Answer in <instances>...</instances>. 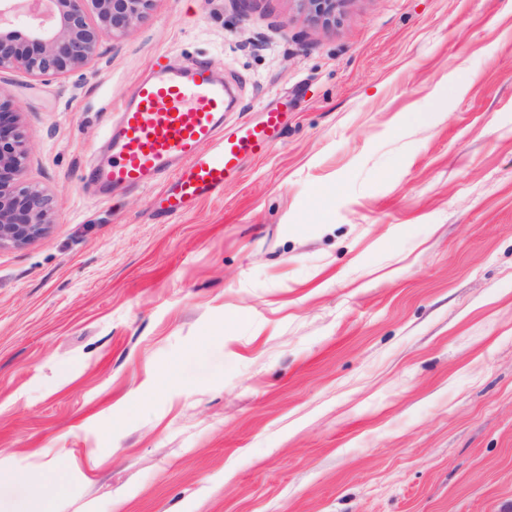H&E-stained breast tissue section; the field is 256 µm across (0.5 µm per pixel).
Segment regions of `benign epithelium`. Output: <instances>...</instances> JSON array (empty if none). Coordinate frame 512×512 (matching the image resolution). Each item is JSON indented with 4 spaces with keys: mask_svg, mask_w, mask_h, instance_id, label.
<instances>
[{
    "mask_svg": "<svg viewBox=\"0 0 512 512\" xmlns=\"http://www.w3.org/2000/svg\"><path fill=\"white\" fill-rule=\"evenodd\" d=\"M0 0V74L24 72L56 78L90 64L103 38L125 34L145 16L153 0H48L46 19L24 29L7 23L25 4ZM316 18L330 21L342 0H299ZM31 149L12 98L0 90V249L26 245L53 222L54 197L30 180Z\"/></svg>",
    "mask_w": 512,
    "mask_h": 512,
    "instance_id": "1",
    "label": "benign epithelium"
}]
</instances>
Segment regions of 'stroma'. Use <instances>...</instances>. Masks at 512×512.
I'll list each match as a JSON object with an SVG mask.
<instances>
[{
  "mask_svg": "<svg viewBox=\"0 0 512 512\" xmlns=\"http://www.w3.org/2000/svg\"><path fill=\"white\" fill-rule=\"evenodd\" d=\"M169 56L287 120L163 222L80 175ZM0 87L55 206L0 250V512H512V0H153Z\"/></svg>",
  "mask_w": 512,
  "mask_h": 512,
  "instance_id": "stroma-1",
  "label": "stroma"
}]
</instances>
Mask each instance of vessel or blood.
Here are the masks:
<instances>
[{
	"mask_svg": "<svg viewBox=\"0 0 512 512\" xmlns=\"http://www.w3.org/2000/svg\"><path fill=\"white\" fill-rule=\"evenodd\" d=\"M228 90L212 61L154 65L132 85L107 133L106 161L87 170L84 182L108 188H150L155 211L182 215L193 204L222 196L244 157H261L279 141L281 112L224 131ZM211 151H204V144Z\"/></svg>",
	"mask_w": 512,
	"mask_h": 512,
	"instance_id": "vessel-or-blood-1",
	"label": "vessel or blood"
}]
</instances>
